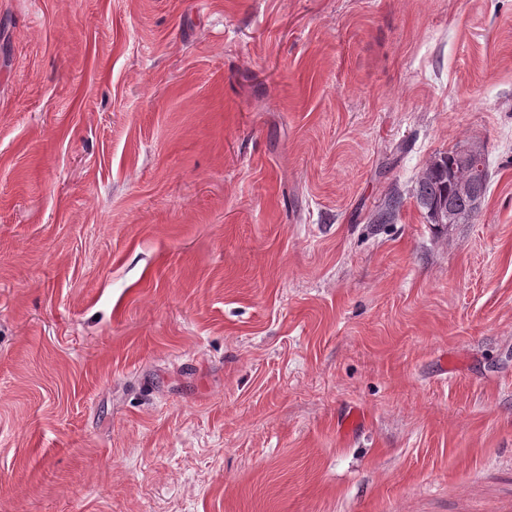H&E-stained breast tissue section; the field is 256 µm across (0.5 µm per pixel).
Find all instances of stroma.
I'll list each match as a JSON object with an SVG mask.
<instances>
[{"mask_svg": "<svg viewBox=\"0 0 512 512\" xmlns=\"http://www.w3.org/2000/svg\"><path fill=\"white\" fill-rule=\"evenodd\" d=\"M0 512H512V0H0ZM452 153V151L438 153L440 163L432 162L427 166L415 189L419 207L426 215L428 208L442 200L449 199L454 203L455 207L448 201L429 210L431 220L437 224H463L457 211L469 217V204H471L470 216L478 214L482 209L490 179L485 159L487 166L485 181L484 154L480 148L469 146L455 150L456 165L463 173L458 190L469 197V203L468 197L459 194L457 190L455 178L451 172L454 163Z\"/></svg>", "mask_w": 512, "mask_h": 512, "instance_id": "35a3bbf8", "label": "stroma"}]
</instances>
